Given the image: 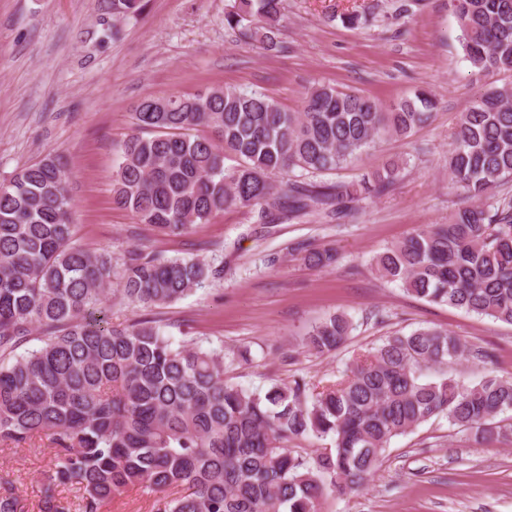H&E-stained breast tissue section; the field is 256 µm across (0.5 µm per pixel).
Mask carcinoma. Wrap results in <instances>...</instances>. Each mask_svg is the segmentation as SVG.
<instances>
[{"label": "carcinoma", "mask_w": 512, "mask_h": 512, "mask_svg": "<svg viewBox=\"0 0 512 512\" xmlns=\"http://www.w3.org/2000/svg\"><path fill=\"white\" fill-rule=\"evenodd\" d=\"M282 0H235L224 25L275 51ZM112 15L142 0H109ZM463 50L480 70L512 71V0H450ZM436 108L425 89L383 111L374 98L318 85L303 110L267 95L217 87L193 96L143 99L137 131L119 149L112 203L169 236L230 208L265 224L323 213L341 219L361 198L389 193L401 169L389 163L358 187L322 189L272 177L294 168L341 167L381 134L406 136ZM239 163L224 166L225 153ZM448 178L465 204L446 224L420 227L372 263L376 275L432 304L512 325V201L487 204L512 181V84L480 93L448 152ZM65 170L46 157L0 183V442H50L39 512H104L134 488L155 495L153 512H319L325 495L365 487L390 441L432 419L481 443L507 439L512 376L478 383L448 378L468 348L448 330L386 337L356 357L343 379L317 393L296 378L264 394L224 379V351L177 344L153 318L112 323V280L140 310L166 307L218 271L197 258L160 259L142 244L112 264V251L79 243ZM312 267L336 261L308 249ZM353 319L333 314L302 339L317 355L339 349ZM40 342L31 347L29 343ZM312 435L330 447L308 457L288 447ZM79 492L78 503L59 488ZM0 512H23L15 473L0 469Z\"/></svg>", "instance_id": "carcinoma-1"}]
</instances>
